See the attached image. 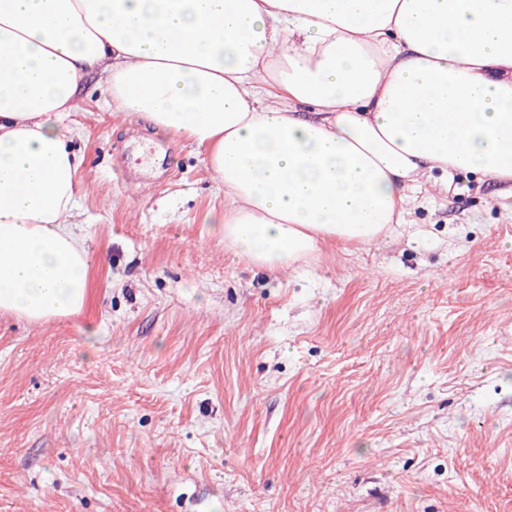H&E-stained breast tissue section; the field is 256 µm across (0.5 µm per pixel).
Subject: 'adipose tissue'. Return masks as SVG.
Instances as JSON below:
<instances>
[{
  "instance_id": "ef3b65f1",
  "label": "adipose tissue",
  "mask_w": 512,
  "mask_h": 512,
  "mask_svg": "<svg viewBox=\"0 0 512 512\" xmlns=\"http://www.w3.org/2000/svg\"><path fill=\"white\" fill-rule=\"evenodd\" d=\"M97 69L206 149L225 243L272 271L385 237L431 170L512 184V0H0V313L88 305L63 122Z\"/></svg>"
}]
</instances>
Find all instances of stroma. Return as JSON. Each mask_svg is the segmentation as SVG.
Segmentation results:
<instances>
[{"mask_svg":"<svg viewBox=\"0 0 512 512\" xmlns=\"http://www.w3.org/2000/svg\"><path fill=\"white\" fill-rule=\"evenodd\" d=\"M80 315L0 314V512H512V186L432 172L296 270L234 257L206 152L90 77Z\"/></svg>","mask_w":512,"mask_h":512,"instance_id":"obj_1","label":"stroma"}]
</instances>
